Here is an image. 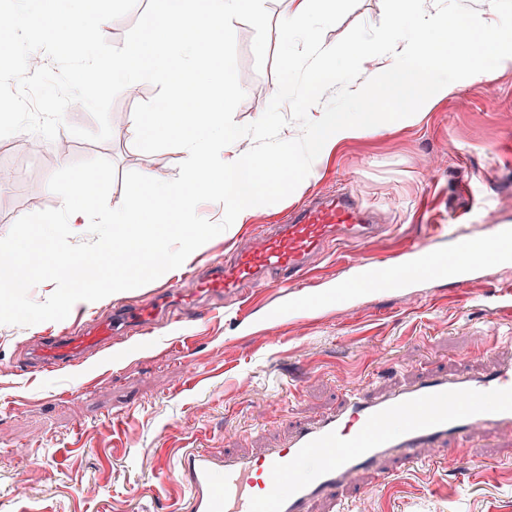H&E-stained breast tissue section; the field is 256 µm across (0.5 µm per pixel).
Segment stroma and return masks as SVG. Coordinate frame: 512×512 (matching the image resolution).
<instances>
[{"instance_id": "35a3bbf8", "label": "stroma", "mask_w": 512, "mask_h": 512, "mask_svg": "<svg viewBox=\"0 0 512 512\" xmlns=\"http://www.w3.org/2000/svg\"><path fill=\"white\" fill-rule=\"evenodd\" d=\"M245 99L234 120L256 121L277 91L272 64L256 70L253 29L233 23ZM157 89L143 82L137 97L120 93L103 142L79 139L96 130L87 110L66 112V126L30 156L34 136L0 138V170L23 181L0 183V238L31 213L24 180L40 185L41 208L61 205L47 183L70 161L103 157L119 176L108 197L123 200L122 174L178 176L182 149L138 150L128 133L137 102ZM356 188L388 229L373 253L416 239L424 224L512 227V58L480 83L460 80L436 93L411 117L331 149L316 178L285 199L256 207L253 224H274L317 193ZM512 263L491 265L466 285L418 278L406 287L332 304L313 318L265 326L262 311L237 326L223 317L189 322L194 350L170 354L180 333L155 330L141 345L115 346L82 367L30 373L23 357L39 336L75 328V317L32 326L0 325V512H186L181 495L163 490L176 454L199 448L257 455L287 438L292 425L334 409L350 388L389 389L427 370L474 372L512 360V339L490 336L488 319ZM94 494H85L87 486ZM351 512H512V430L487 428L457 449H428L390 486L359 474L345 490Z\"/></svg>"}]
</instances>
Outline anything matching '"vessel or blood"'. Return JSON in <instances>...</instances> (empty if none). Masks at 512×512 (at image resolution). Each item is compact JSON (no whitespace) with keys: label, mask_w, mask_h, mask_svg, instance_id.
Listing matches in <instances>:
<instances>
[{"label":"vessel or blood","mask_w":512,"mask_h":512,"mask_svg":"<svg viewBox=\"0 0 512 512\" xmlns=\"http://www.w3.org/2000/svg\"><path fill=\"white\" fill-rule=\"evenodd\" d=\"M382 233L374 207L362 204L354 190L309 201L293 209L286 223L261 224L252 230L254 244L215 262L201 276L186 272L163 288L151 305L119 306L79 336L40 337L30 366L50 371L77 366L95 356L114 334L141 337L161 326L180 330L201 301H231L233 319L244 321L261 295L277 296L268 317L280 320L323 306L328 298H308L302 290L317 277V258L339 249H356L353 277L343 280L349 292L398 287L399 270L415 258L431 257L435 273L459 278L466 271L498 260L495 248L473 252L474 235L461 224L432 225L410 243L406 259L387 261L368 254ZM454 248L438 250L437 242ZM497 426L512 428V363L472 373L427 371L414 382L368 393L342 395L336 409L313 422L297 423L287 442L258 456H225L187 449L179 457L175 485L187 496V512H310L312 502L336 498L356 475L376 471L381 484L394 474L383 461L415 462L424 448H443L472 432Z\"/></svg>","instance_id":"b4317fda"}]
</instances>
